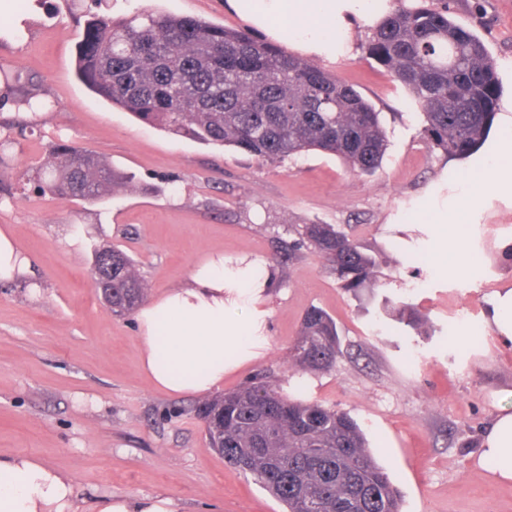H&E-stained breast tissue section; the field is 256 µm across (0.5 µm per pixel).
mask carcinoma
I'll return each instance as SVG.
<instances>
[{
    "label": "carcinoma",
    "mask_w": 512,
    "mask_h": 512,
    "mask_svg": "<svg viewBox=\"0 0 512 512\" xmlns=\"http://www.w3.org/2000/svg\"><path fill=\"white\" fill-rule=\"evenodd\" d=\"M367 51L408 93L423 117L421 134L449 157L469 154L492 125L501 93L484 42L439 7H400L368 38ZM78 79L140 122L205 145L232 147L266 161L309 151L333 154L359 174L373 175L388 150L379 113L352 85L254 35L205 20L147 13L99 15L77 46ZM39 191L84 202L131 184L130 177L77 146L55 143L36 169ZM297 244L327 262L340 286L359 295L375 282V259L333 224H304ZM112 255V301L126 315L145 288L132 260ZM385 306L421 333L410 306ZM294 356L308 370L329 371L343 354L334 320L312 307ZM230 465L253 475L286 512H401L402 496L368 450L348 413L291 400L265 377L197 408Z\"/></svg>",
    "instance_id": "obj_1"
}]
</instances>
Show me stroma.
Masks as SVG:
<instances>
[{"label":"stroma","instance_id":"stroma-1","mask_svg":"<svg viewBox=\"0 0 512 512\" xmlns=\"http://www.w3.org/2000/svg\"><path fill=\"white\" fill-rule=\"evenodd\" d=\"M0 12V228L33 263L31 280L0 284V454H29L73 476L83 507L107 494L173 499L175 512H284L251 477L208 446L194 396L154 388L140 372L133 315L115 316L91 278L93 249L133 259L155 297L184 284L208 253L272 264L265 292V347L225 374V390L264 374L283 394L349 412L403 494L402 512H512V483L478 466L498 391L512 389V345L486 328L492 293L512 283V206L494 200L466 225L474 261L452 276L436 265L435 227L421 205L443 207L449 174L470 161L430 149L422 116L384 67L369 59V30L352 57L331 65L380 112L389 139L374 175L331 154L260 161L149 127L81 83L76 44L92 15L147 10L234 29L225 0H13ZM451 17L484 42L503 97L512 96V0H448ZM47 99L48 112L17 108ZM88 150L132 178L97 203L27 187L52 143ZM298 224H332L376 261V299L340 288L310 246L278 261ZM38 294H31L30 283ZM414 307L425 335L398 324L382 297ZM336 322L343 355L311 372L292 359L305 311Z\"/></svg>","mask_w":512,"mask_h":512}]
</instances>
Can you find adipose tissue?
Segmentation results:
<instances>
[{
	"label": "adipose tissue",
	"mask_w": 512,
	"mask_h": 512,
	"mask_svg": "<svg viewBox=\"0 0 512 512\" xmlns=\"http://www.w3.org/2000/svg\"><path fill=\"white\" fill-rule=\"evenodd\" d=\"M228 8L274 42L326 64L350 56L359 26L375 28L394 9L393 0H227ZM501 135L469 177L452 176L459 189L452 204L427 209L425 223L452 246L440 265L452 275L467 272L469 257L459 249L463 226L480 211L487 193L512 202V98L501 105ZM31 261L13 233L0 229V282L29 274ZM273 281L271 269L251 262L229 270L223 252L208 254L191 271L187 285L172 288L140 306L134 316L141 343L140 369L155 388L169 394L201 396L224 384L227 370L257 357L256 318L225 316L224 291L255 307ZM481 467L502 483L512 482V390H505L482 440ZM0 512H79L73 481L37 458L0 455ZM92 512H174L167 496L107 495Z\"/></svg>",
	"instance_id": "ef3b65f1"
}]
</instances>
